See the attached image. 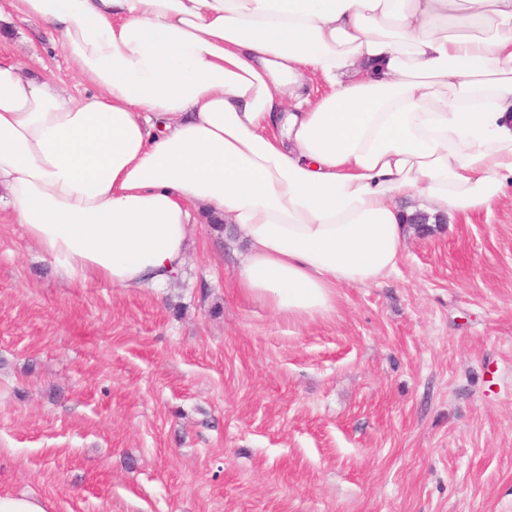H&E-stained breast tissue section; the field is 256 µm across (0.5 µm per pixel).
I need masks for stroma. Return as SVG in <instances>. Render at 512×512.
<instances>
[{"instance_id":"1","label":"stroma","mask_w":512,"mask_h":512,"mask_svg":"<svg viewBox=\"0 0 512 512\" xmlns=\"http://www.w3.org/2000/svg\"><path fill=\"white\" fill-rule=\"evenodd\" d=\"M49 27L0 54L83 92ZM155 292L64 281L0 222V495L47 512H512V192L290 321L201 217Z\"/></svg>"}]
</instances>
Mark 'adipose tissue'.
<instances>
[{
    "mask_svg": "<svg viewBox=\"0 0 512 512\" xmlns=\"http://www.w3.org/2000/svg\"><path fill=\"white\" fill-rule=\"evenodd\" d=\"M91 92L0 61L10 223L74 283L162 289L200 214L290 320L396 272L413 208L512 188V0H9ZM323 91L304 96L307 76Z\"/></svg>",
    "mask_w": 512,
    "mask_h": 512,
    "instance_id": "1",
    "label": "adipose tissue"
}]
</instances>
